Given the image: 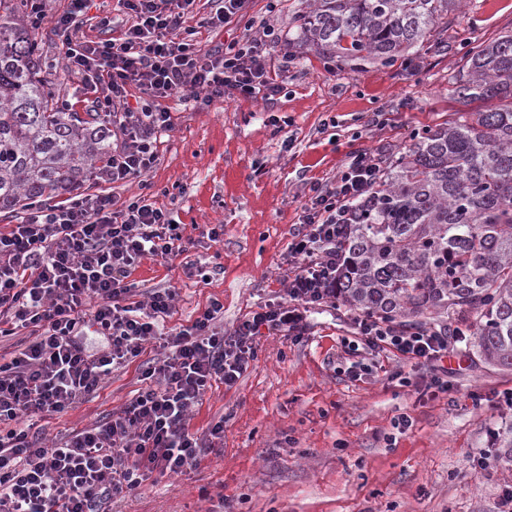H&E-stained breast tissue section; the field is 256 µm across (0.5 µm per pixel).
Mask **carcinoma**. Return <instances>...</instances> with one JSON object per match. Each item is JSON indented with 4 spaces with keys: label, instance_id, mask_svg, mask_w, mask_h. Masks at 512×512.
<instances>
[{
    "label": "carcinoma",
    "instance_id": "cac0c4a2",
    "mask_svg": "<svg viewBox=\"0 0 512 512\" xmlns=\"http://www.w3.org/2000/svg\"><path fill=\"white\" fill-rule=\"evenodd\" d=\"M461 0H310L288 45L388 65L428 40ZM0 0V213L70 197L112 156V126L70 112L25 26ZM451 95L477 112L414 135L353 205L332 298L408 328L460 314L487 363L512 369V34L477 47Z\"/></svg>",
    "mask_w": 512,
    "mask_h": 512
}]
</instances>
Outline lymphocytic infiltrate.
Returning <instances> with one entry per match:
<instances>
[{
  "label": "lymphocytic infiltrate",
  "instance_id": "obj_1",
  "mask_svg": "<svg viewBox=\"0 0 512 512\" xmlns=\"http://www.w3.org/2000/svg\"><path fill=\"white\" fill-rule=\"evenodd\" d=\"M128 22L120 37H77L88 0H70L54 26L64 38L67 69L93 88L98 112L112 124L116 145L102 165L106 183L128 182L159 159L157 142L174 127L166 105L191 96L213 102L269 98L280 90L271 49L280 36L245 24L224 48L202 49L185 26L195 0H122ZM146 100L126 110L130 89ZM379 164L353 155L333 185L313 184L302 228L288 246L298 268L286 302L249 312L232 332L224 304L211 298L190 324L166 327L171 289L140 291L131 275L146 257L172 260L194 241L169 212L145 195L115 204L104 193L79 194L62 204H34L0 231V512H111L113 499L138 492L150 478L196 468L224 443V422L196 433L193 411L216 385L233 388L268 332L300 341L310 308L328 302L341 268L350 204L368 193ZM96 325L105 343L88 354L79 340ZM353 328L373 353L429 367L420 396L448 389L446 360L453 338L433 328L408 329L356 314ZM139 362L143 385L124 407L95 424L46 444L32 422L67 412L95 394L115 368Z\"/></svg>",
  "mask_w": 512,
  "mask_h": 512
}]
</instances>
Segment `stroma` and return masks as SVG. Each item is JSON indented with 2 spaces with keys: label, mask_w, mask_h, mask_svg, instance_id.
Wrapping results in <instances>:
<instances>
[{
  "label": "stroma",
  "mask_w": 512,
  "mask_h": 512,
  "mask_svg": "<svg viewBox=\"0 0 512 512\" xmlns=\"http://www.w3.org/2000/svg\"><path fill=\"white\" fill-rule=\"evenodd\" d=\"M305 0H255L257 26L287 35ZM69 0H49L32 35L70 111L90 110L81 77L65 66L53 19ZM82 26L93 39L119 36L127 15L120 0H91ZM108 25H101V18ZM512 32V0H465L421 46L412 63L358 66L327 62L307 48L279 43L271 51L283 89L266 99L235 98L196 110L189 98L167 105L176 121L158 141L156 166L132 183L87 181L82 193L117 202L147 195L184 224L195 241L187 258L147 257L132 277L142 290L171 288L168 326L188 324L210 298L224 304V329L258 305L285 298L288 245L300 226L312 184H333L350 156L384 161L415 131L444 124L476 103L455 102L449 79L478 42ZM385 122L368 125L373 113ZM220 224V242L202 225ZM209 274L202 284L201 274ZM352 312L327 302L310 309L300 342L259 337L256 356L232 389L208 392L190 427L224 420V445L194 472L146 482L112 512H497L512 489V409L497 403L512 388V370L483 362L468 342L449 358L447 392L418 398L412 383L424 368L352 350ZM364 364L359 378L351 362ZM137 364L114 370L92 400L46 419L47 437L119 410L139 388ZM485 401L474 406L471 392ZM407 415L412 425L395 433ZM499 458L473 468L488 449Z\"/></svg>",
  "instance_id": "obj_1"
}]
</instances>
